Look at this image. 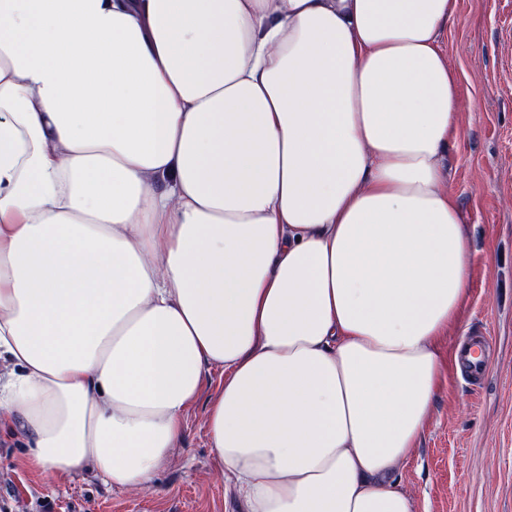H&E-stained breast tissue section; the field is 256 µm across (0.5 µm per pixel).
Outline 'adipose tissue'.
<instances>
[{"label": "adipose tissue", "instance_id": "obj_1", "mask_svg": "<svg viewBox=\"0 0 512 512\" xmlns=\"http://www.w3.org/2000/svg\"><path fill=\"white\" fill-rule=\"evenodd\" d=\"M457 6L0 0V431L40 474L148 488L203 399L242 512H414L472 264Z\"/></svg>", "mask_w": 512, "mask_h": 512}]
</instances>
